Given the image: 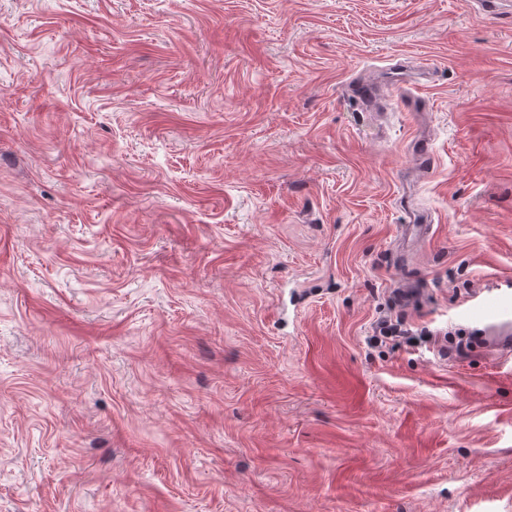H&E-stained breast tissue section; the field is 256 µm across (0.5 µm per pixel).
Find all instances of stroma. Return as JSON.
I'll return each mask as SVG.
<instances>
[{
  "label": "stroma",
  "mask_w": 512,
  "mask_h": 512,
  "mask_svg": "<svg viewBox=\"0 0 512 512\" xmlns=\"http://www.w3.org/2000/svg\"><path fill=\"white\" fill-rule=\"evenodd\" d=\"M410 279L512 288V12L0 0V512H512V354L367 343Z\"/></svg>",
  "instance_id": "35a3bbf8"
}]
</instances>
